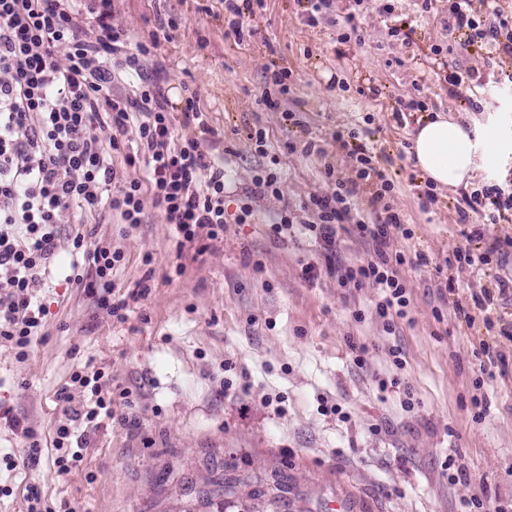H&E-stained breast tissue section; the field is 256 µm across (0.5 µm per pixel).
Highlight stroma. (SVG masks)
I'll list each match as a JSON object with an SVG mask.
<instances>
[{"mask_svg": "<svg viewBox=\"0 0 512 512\" xmlns=\"http://www.w3.org/2000/svg\"><path fill=\"white\" fill-rule=\"evenodd\" d=\"M300 11L297 0H265L240 40L228 32L224 0H114L113 24L138 35L164 19L179 23L158 59L174 116L194 92L215 132L213 154L226 172L224 239L198 258L177 251L171 225L150 205L133 230L97 225L88 248L114 244L126 256L118 289L131 292L144 274L153 277L150 294L131 302L123 323L65 282L70 257H58L41 293L49 310L41 337L20 362L0 347V407L50 442L69 409L57 391L90 364L108 377L112 414L79 426L84 461L67 474L47 457L24 465V439L0 421V456L18 462L12 471L0 465V488L11 491L0 495V512H26L32 486L53 512L64 502L76 512H459L475 497L491 510L512 503V339L487 328L479 310L469 325L454 315L455 304L470 305L494 275L512 269V223L486 225L475 214L460 221L458 186L437 188L438 203L424 207L427 181L410 156L429 113L511 138L512 84L491 78L476 89L479 112L450 95L424 69L431 47L449 49L450 65L481 73L484 55L462 47L446 14L422 11L418 0L396 4L410 32L406 44L389 36L373 0L358 7L335 0L333 23L315 28ZM350 12L359 40L344 51L335 23ZM281 70L292 71L295 84L277 107H266L271 74ZM361 86L366 94H358ZM414 97L428 113L396 121L392 106ZM348 127L368 131L395 185L393 205L414 233L406 240L393 232L394 248L417 247L429 258L401 266L410 304L391 334L375 315L379 288L345 287L327 271L365 260L366 240L343 231L331 254L268 232L277 213L299 211L331 181L354 180L348 151L334 139ZM258 130L260 148L252 139ZM309 142L321 156L304 153ZM272 167L284 180L279 197L254 184ZM245 205L251 216H242ZM460 246L491 255L492 264H449ZM309 263L320 270L312 280L302 272ZM484 341L502 360L479 388ZM355 345L367 349L363 364ZM396 348L404 367L393 363ZM409 393L415 405L407 409ZM477 394L490 403L479 421L471 410ZM275 395L282 407L270 404ZM450 457L461 471L453 481L443 467ZM228 473L260 479L261 492L243 487L209 504L199 499V489ZM278 479L287 490H275Z\"/></svg>", "mask_w": 512, "mask_h": 512, "instance_id": "1", "label": "stroma"}]
</instances>
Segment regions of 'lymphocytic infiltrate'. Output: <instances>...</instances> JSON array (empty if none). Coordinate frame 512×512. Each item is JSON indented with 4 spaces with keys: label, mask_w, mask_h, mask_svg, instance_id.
Listing matches in <instances>:
<instances>
[{
    "label": "lymphocytic infiltrate",
    "mask_w": 512,
    "mask_h": 512,
    "mask_svg": "<svg viewBox=\"0 0 512 512\" xmlns=\"http://www.w3.org/2000/svg\"><path fill=\"white\" fill-rule=\"evenodd\" d=\"M444 9L449 29L464 35L465 46L480 45L494 61L512 58V9L502 0H445ZM177 27L168 20L143 40L113 26L112 0H0V344L16 359H24L42 334L47 310L38 293L60 253L72 258L67 282L96 297L117 322L127 321L130 300L150 294L144 279L130 298L115 297L123 251L87 249L101 209L133 227L142 223L146 204H153L173 224L182 248L224 237V166L210 151L212 130L191 95L184 123L199 132L178 133L161 86L163 70L148 66ZM61 48L67 51L62 64L56 60ZM131 73L138 83L128 90L124 77ZM335 138L351 149L355 180L310 194L301 213L282 211L270 231L285 238L301 227L332 252L340 230L352 226L372 251L360 264L338 267L336 275L345 285L381 288L375 314L392 333L409 305L399 268L429 259L420 250L409 259L393 249L391 232L403 226L391 203L394 186L375 166L360 130H340ZM117 155L126 171L115 167ZM367 185L375 191L372 214L364 217L353 201ZM461 203L486 223H511L512 180L463 193ZM66 218L77 230L64 238L59 226ZM103 377L99 370H75L70 389L59 394L67 403L73 391L85 395L52 439L53 463L61 473L83 460L73 448L75 424L94 423L110 412Z\"/></svg>",
    "instance_id": "f902f5d3"
}]
</instances>
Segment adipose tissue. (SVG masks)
Segmentation results:
<instances>
[{
  "label": "adipose tissue",
  "mask_w": 512,
  "mask_h": 512,
  "mask_svg": "<svg viewBox=\"0 0 512 512\" xmlns=\"http://www.w3.org/2000/svg\"><path fill=\"white\" fill-rule=\"evenodd\" d=\"M415 166L440 186L469 184L478 159L512 154V141L436 116L421 125L413 140Z\"/></svg>",
  "instance_id": "ef3b65f1"
}]
</instances>
